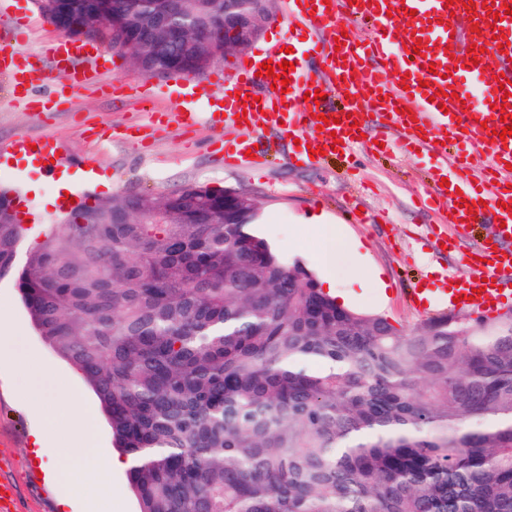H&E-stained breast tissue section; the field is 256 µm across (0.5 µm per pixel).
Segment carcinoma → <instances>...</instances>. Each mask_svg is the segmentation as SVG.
Masks as SVG:
<instances>
[{
	"label": "carcinoma",
	"instance_id": "1",
	"mask_svg": "<svg viewBox=\"0 0 512 512\" xmlns=\"http://www.w3.org/2000/svg\"><path fill=\"white\" fill-rule=\"evenodd\" d=\"M70 36L125 34L151 77L245 51L271 0H40ZM0 191V277L92 388L138 512H512V311L411 331L344 307L224 188L125 192L35 243Z\"/></svg>",
	"mask_w": 512,
	"mask_h": 512
}]
</instances>
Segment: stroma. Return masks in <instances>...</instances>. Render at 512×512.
Here are the masks:
<instances>
[{"instance_id": "1", "label": "stroma", "mask_w": 512, "mask_h": 512, "mask_svg": "<svg viewBox=\"0 0 512 512\" xmlns=\"http://www.w3.org/2000/svg\"><path fill=\"white\" fill-rule=\"evenodd\" d=\"M62 34L44 22L32 0H0V45L13 46L21 62L43 73L32 84L28 98L15 92L11 73L0 72V144L25 135L49 137L69 164L92 162L112 178V190L167 193L182 186L204 183L234 189L253 197L261 207L258 230L289 258L313 266L321 241L313 231L315 219L341 225L357 247L358 258L378 271L379 288H360L348 273L336 274V290L347 307L381 314L397 327L411 330L445 312L448 303L434 299L427 308L410 300L412 289L446 288L469 273L464 257L477 240L489 237L490 223L470 225L459 231L446 221L445 212L425 205L422 197L430 183L434 161L423 154L395 149L330 155L320 162L297 166L289 163L286 149L261 166L235 169L224 166V135L211 121L193 128L170 122L151 125L132 98V91L150 84L157 93V107L171 111L168 80L148 78L126 58L107 54L102 84L122 80V89L103 92L102 84L83 89L70 103L42 110L38 99H47L65 83L46 53L48 44ZM98 137H85L87 128ZM11 189L26 202L18 217L25 234L16 251L15 264L23 266L30 247L66 223L70 213L47 204L53 192L51 179L37 168L16 163L13 175L0 179V188ZM375 215L370 224L359 223L357 211ZM8 301L12 317L24 336V345L66 373L79 392L84 407L98 411L99 401L80 372L60 357L36 332L24 308L14 277L0 279V301ZM20 376L0 369V477L13 490V512H58V492L39 478V467L30 451L33 419L16 396Z\"/></svg>"}]
</instances>
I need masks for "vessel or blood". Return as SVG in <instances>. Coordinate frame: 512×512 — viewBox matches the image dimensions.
<instances>
[{
  "label": "vessel or blood",
  "instance_id": "obj_1",
  "mask_svg": "<svg viewBox=\"0 0 512 512\" xmlns=\"http://www.w3.org/2000/svg\"><path fill=\"white\" fill-rule=\"evenodd\" d=\"M512 0H284L283 14L290 26L304 32L298 53H285L271 45L262 54L243 59L231 79L233 94L224 97L221 124L242 131L239 139L225 140L224 162L248 163L249 133L266 126H280L284 137L298 140L290 160L309 163L310 147L330 150L333 141L343 147L361 142L359 123L369 111L381 112L384 121L372 129V137L386 142L398 134L411 152L433 155L438 177L445 186H433L432 202L448 209L449 223L471 225L497 217L490 241L478 243L466 257L469 276L453 289L455 297H469V309L490 313L501 301L497 281L512 276V137L500 139L501 114L512 115V95L504 96L499 84L474 90L473 79L486 71L512 81V16L504 7ZM466 18L470 37L457 34V18ZM367 18L374 30L368 41L336 47L345 19ZM480 47L479 64H472L470 46ZM320 59V73L300 66L301 55ZM53 62L69 72L67 87L78 94L98 83L101 56L97 48L67 40L51 51ZM287 61V90L274 87L261 75L263 62ZM10 71L16 85L31 84L20 68L15 50L0 45V71ZM321 91L327 99L314 103L306 92ZM344 97L342 108L328 106V98ZM504 99V108L494 105ZM33 155L47 175L58 166L54 143L47 138L29 141L18 137L0 146L5 156ZM486 279L480 296L472 291Z\"/></svg>",
  "mask_w": 512,
  "mask_h": 512
}]
</instances>
